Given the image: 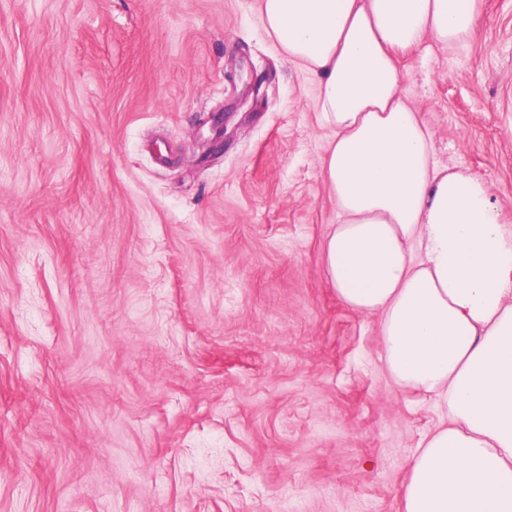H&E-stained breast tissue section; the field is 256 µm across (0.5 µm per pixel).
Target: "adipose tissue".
I'll list each match as a JSON object with an SVG mask.
<instances>
[{
    "label": "adipose tissue",
    "mask_w": 512,
    "mask_h": 512,
    "mask_svg": "<svg viewBox=\"0 0 512 512\" xmlns=\"http://www.w3.org/2000/svg\"><path fill=\"white\" fill-rule=\"evenodd\" d=\"M481 0H261L288 60L319 78L323 242L341 302L379 316L393 380L447 422L417 448L403 512H512V224L478 179L440 168L399 54L478 34Z\"/></svg>",
    "instance_id": "adipose-tissue-1"
}]
</instances>
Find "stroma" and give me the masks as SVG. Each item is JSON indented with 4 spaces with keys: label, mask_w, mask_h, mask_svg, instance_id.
<instances>
[{
    "label": "stroma",
    "mask_w": 512,
    "mask_h": 512,
    "mask_svg": "<svg viewBox=\"0 0 512 512\" xmlns=\"http://www.w3.org/2000/svg\"><path fill=\"white\" fill-rule=\"evenodd\" d=\"M399 64L512 217V0ZM317 95L260 0H0V512H402L445 410L325 275Z\"/></svg>",
    "instance_id": "obj_1"
}]
</instances>
